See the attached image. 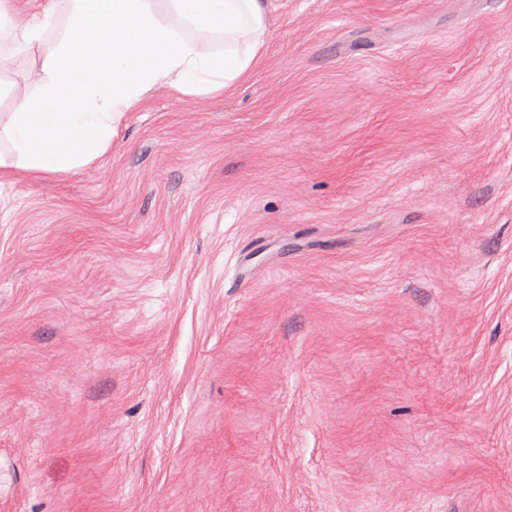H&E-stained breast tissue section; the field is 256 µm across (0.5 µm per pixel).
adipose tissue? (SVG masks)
Returning a JSON list of instances; mask_svg holds the SVG:
<instances>
[{
  "instance_id": "obj_1",
  "label": "adipose tissue",
  "mask_w": 512,
  "mask_h": 512,
  "mask_svg": "<svg viewBox=\"0 0 512 512\" xmlns=\"http://www.w3.org/2000/svg\"><path fill=\"white\" fill-rule=\"evenodd\" d=\"M267 15V0H46L27 21L0 0V40L23 45L35 76L0 121V176L93 163L158 88L177 97L233 89L266 50Z\"/></svg>"
}]
</instances>
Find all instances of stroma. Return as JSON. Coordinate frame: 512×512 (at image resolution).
<instances>
[{"mask_svg": "<svg viewBox=\"0 0 512 512\" xmlns=\"http://www.w3.org/2000/svg\"><path fill=\"white\" fill-rule=\"evenodd\" d=\"M268 26L0 184V512H512V0Z\"/></svg>", "mask_w": 512, "mask_h": 512, "instance_id": "stroma-1", "label": "stroma"}]
</instances>
